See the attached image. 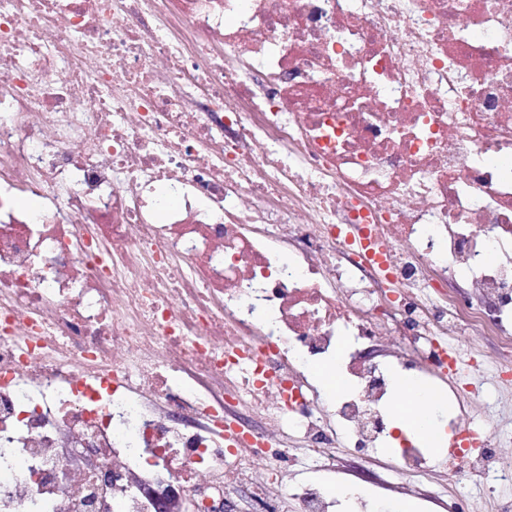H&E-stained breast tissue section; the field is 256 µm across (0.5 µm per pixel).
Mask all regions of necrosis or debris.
<instances>
[{
	"label": "necrosis or debris",
	"instance_id": "1",
	"mask_svg": "<svg viewBox=\"0 0 512 512\" xmlns=\"http://www.w3.org/2000/svg\"><path fill=\"white\" fill-rule=\"evenodd\" d=\"M500 157L512 0H0V512L174 483L279 512L293 445L377 448L415 375L451 382V472L512 512L448 348L512 367ZM432 468L409 446L395 491Z\"/></svg>",
	"mask_w": 512,
	"mask_h": 512
}]
</instances>
